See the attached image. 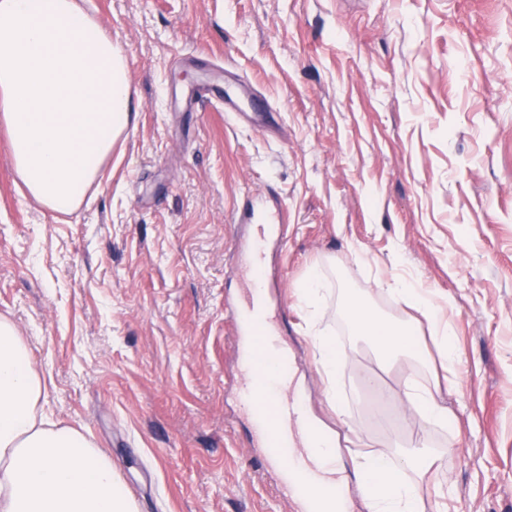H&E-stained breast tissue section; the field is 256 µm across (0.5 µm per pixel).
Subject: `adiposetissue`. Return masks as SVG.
<instances>
[{
    "instance_id": "obj_1",
    "label": "adipose tissue",
    "mask_w": 512,
    "mask_h": 512,
    "mask_svg": "<svg viewBox=\"0 0 512 512\" xmlns=\"http://www.w3.org/2000/svg\"><path fill=\"white\" fill-rule=\"evenodd\" d=\"M124 58L100 23L77 0H0V126L11 164L29 195L59 214L74 212L132 128ZM376 291L420 312L423 321H392L376 312L370 291L346 293L341 314L384 360H429L417 341L427 325L443 370L456 360L452 332L429 290L402 278L381 279ZM324 280L312 272L299 301L318 351L328 398H340L345 352L323 333ZM438 384H411L410 410L448 426L455 417L438 398ZM42 381L16 324L0 318V512H137L110 457L82 433L38 412ZM446 465L424 442L360 457L358 488L367 512H421L415 481Z\"/></svg>"
}]
</instances>
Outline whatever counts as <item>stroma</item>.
<instances>
[{
    "label": "stroma",
    "instance_id": "obj_1",
    "mask_svg": "<svg viewBox=\"0 0 512 512\" xmlns=\"http://www.w3.org/2000/svg\"><path fill=\"white\" fill-rule=\"evenodd\" d=\"M126 60L134 127L69 215L25 196L0 137V317L26 340L39 411L112 460L138 512H291L258 469L233 382L236 241L287 236L266 270L311 415L344 465L401 431L447 468L426 512H512V0H88ZM218 79L255 89L267 128L186 107ZM321 270V326L345 347L330 404L297 286ZM396 275L432 290L456 363L443 428L403 423L428 376L380 371L339 312ZM380 373L377 402L364 376ZM454 493L439 499L437 486Z\"/></svg>",
    "mask_w": 512,
    "mask_h": 512
}]
</instances>
